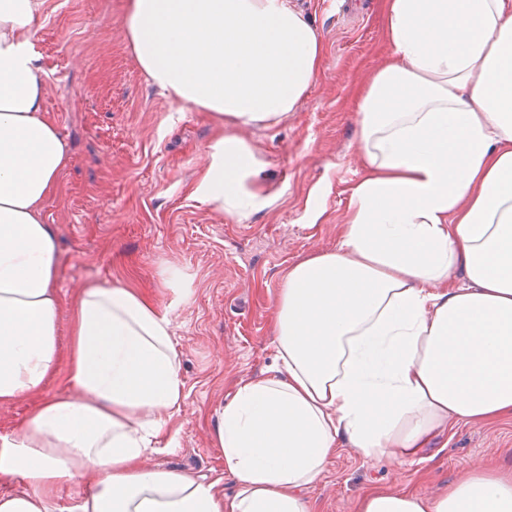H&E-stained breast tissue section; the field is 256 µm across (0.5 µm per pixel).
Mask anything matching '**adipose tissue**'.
Wrapping results in <instances>:
<instances>
[{
	"instance_id": "1",
	"label": "adipose tissue",
	"mask_w": 512,
	"mask_h": 512,
	"mask_svg": "<svg viewBox=\"0 0 512 512\" xmlns=\"http://www.w3.org/2000/svg\"><path fill=\"white\" fill-rule=\"evenodd\" d=\"M42 0H0V404L68 392L0 435V512H314L307 490L341 446L424 455L432 438L512 419V0H385L388 53L357 101L364 176L335 249L292 263L272 317L276 367L240 380L213 441L224 473L155 465L184 399L169 312L115 283L65 304L44 206L70 156L44 108ZM136 63L220 131L190 187L242 219L270 207L245 127L296 111L324 59L291 0H129ZM71 343L61 351L62 313ZM232 492H225V479ZM357 512H512V469L427 497L367 490Z\"/></svg>"
}]
</instances>
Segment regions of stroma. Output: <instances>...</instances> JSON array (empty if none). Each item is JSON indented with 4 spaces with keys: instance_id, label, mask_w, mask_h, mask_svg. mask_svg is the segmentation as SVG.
<instances>
[{
    "instance_id": "35a3bbf8",
    "label": "stroma",
    "mask_w": 512,
    "mask_h": 512,
    "mask_svg": "<svg viewBox=\"0 0 512 512\" xmlns=\"http://www.w3.org/2000/svg\"><path fill=\"white\" fill-rule=\"evenodd\" d=\"M294 3L319 29L324 60L296 112L270 129H243L275 201L241 221L191 197L214 124L178 111L139 70L125 36L127 0H43L35 34L44 107L71 157L44 208L59 238L56 287L69 302L88 286L119 281L163 309L181 292L171 317L185 399L167 428L175 445L154 461L194 475L223 472L214 424L239 380L276 363L271 314L282 275L335 248L363 175L354 113L387 53L384 0ZM65 379L58 370L43 394L0 405V433L17 431L43 397L64 391ZM428 452L426 461H368L342 451L309 492L316 512H356L375 487L412 485L433 497L473 469L512 467V420L435 436Z\"/></svg>"
}]
</instances>
